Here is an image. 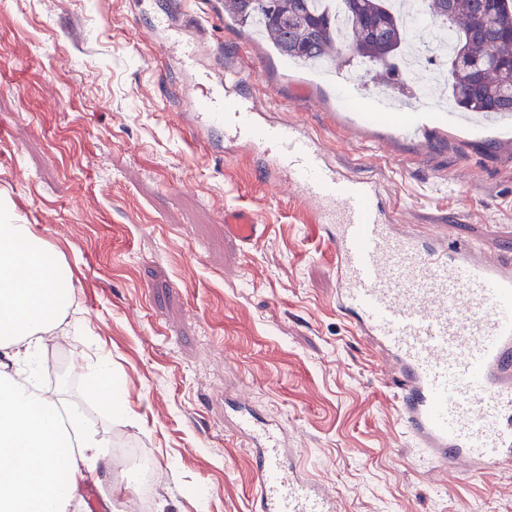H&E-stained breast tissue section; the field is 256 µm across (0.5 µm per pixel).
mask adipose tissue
<instances>
[{
    "instance_id": "1",
    "label": "adipose tissue",
    "mask_w": 512,
    "mask_h": 512,
    "mask_svg": "<svg viewBox=\"0 0 512 512\" xmlns=\"http://www.w3.org/2000/svg\"><path fill=\"white\" fill-rule=\"evenodd\" d=\"M72 274L8 204H0V512H71L104 460L96 424L62 390L37 388L42 357L58 336L77 334L66 316ZM84 375L106 411L121 389L102 357Z\"/></svg>"
}]
</instances>
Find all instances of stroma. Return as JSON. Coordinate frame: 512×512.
<instances>
[{
    "mask_svg": "<svg viewBox=\"0 0 512 512\" xmlns=\"http://www.w3.org/2000/svg\"><path fill=\"white\" fill-rule=\"evenodd\" d=\"M204 0H0V198L73 272L53 367L108 357L123 405L107 413L78 374L56 387L111 455L141 450L157 480L99 466L101 512H256L252 454L226 398L298 449L338 512H512V472L427 478L379 353L336 307L329 243L256 158L218 155L178 119L183 77L143 33ZM270 120L318 135L337 166L376 182L400 224L442 226L512 254V144L452 136L427 149L379 128L347 133L337 90L232 21L206 35ZM253 209L244 248L224 208Z\"/></svg>",
    "mask_w": 512,
    "mask_h": 512,
    "instance_id": "obj_1",
    "label": "stroma"
}]
</instances>
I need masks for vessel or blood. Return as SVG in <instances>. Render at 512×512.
Wrapping results in <instances>:
<instances>
[{
	"mask_svg": "<svg viewBox=\"0 0 512 512\" xmlns=\"http://www.w3.org/2000/svg\"><path fill=\"white\" fill-rule=\"evenodd\" d=\"M207 23L194 20L157 44L193 69ZM245 71L216 63L198 78L181 121L215 153L257 154L266 175L299 196L330 244L336 305L382 355L414 448L449 474L485 476L512 468V258L440 231L404 228L377 184L336 166L303 125L267 120L255 106L227 111L224 97L245 87ZM356 125L391 121L399 139L433 143L450 132L512 130L508 112L389 114L375 96ZM227 234L261 238L256 216L224 210ZM256 437V436H255ZM275 430L256 437L253 500L258 512H336V501L287 461Z\"/></svg>",
	"mask_w": 512,
	"mask_h": 512,
	"instance_id": "obj_1",
	"label": "vessel or blood"
}]
</instances>
